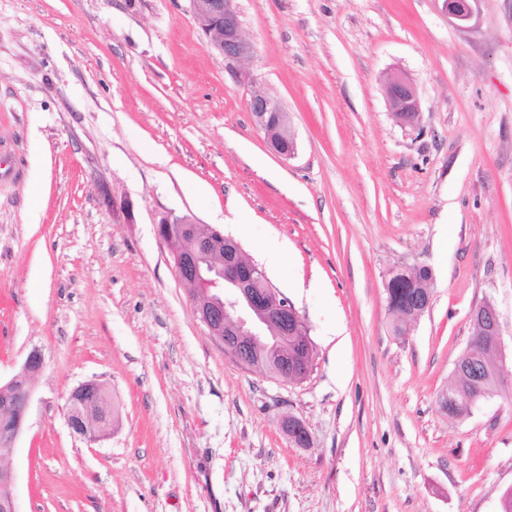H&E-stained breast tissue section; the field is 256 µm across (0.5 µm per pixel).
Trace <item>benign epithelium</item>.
<instances>
[{"label": "benign epithelium", "mask_w": 512, "mask_h": 512, "mask_svg": "<svg viewBox=\"0 0 512 512\" xmlns=\"http://www.w3.org/2000/svg\"><path fill=\"white\" fill-rule=\"evenodd\" d=\"M195 21L201 32L224 57V69L240 84L253 82L241 64L254 55L237 7V0H190ZM442 11L463 26L473 18L477 0H441ZM391 112L402 123L413 126L419 120V102L414 84L405 76L391 73L384 79ZM249 112L267 135L270 146L280 156L290 158L296 141L288 127V113L275 99L253 90ZM186 225L187 244L172 252L175 273L184 284H194L195 312L212 338L239 363L262 370L283 384L301 382L297 356L288 354V339L303 329L305 322L293 304L272 284L265 270L243 260L241 245L220 230L198 224L188 218L166 219L157 233L167 240L169 223ZM481 318L488 326L503 359L500 316L493 304L481 305L471 312V320ZM44 366L42 353L34 349L21 369L5 384H0V412L13 418L7 431H0V456L15 451L30 399L32 381ZM115 412L104 387L89 381L72 390L68 398L67 424L72 433L90 442L108 436ZM288 435L301 445L310 438L304 422L288 420ZM13 472L0 467V512H18Z\"/></svg>", "instance_id": "1"}]
</instances>
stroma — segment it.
<instances>
[{
	"label": "stroma",
	"instance_id": "35a3bbf8",
	"mask_svg": "<svg viewBox=\"0 0 512 512\" xmlns=\"http://www.w3.org/2000/svg\"><path fill=\"white\" fill-rule=\"evenodd\" d=\"M256 52L234 82L190 0H0V381L44 368L16 451L20 512H500L512 489V0L459 26L440 0H238ZM415 85L417 125L384 77ZM287 111L270 147L252 89ZM39 186L36 213L28 192ZM223 231L314 344L307 380L239 364L198 319L157 235ZM432 301L404 335L392 271ZM500 313L497 392L437 399ZM102 384L109 438L67 398ZM310 433L295 445L286 417ZM384 88L391 112L402 123L414 126L419 120V102L414 84L398 73L388 74ZM249 112L267 135L270 146L280 156L291 158L296 152V141L288 127V113L275 99L259 90H253ZM93 413L96 416L94 422ZM114 419L112 402L101 384L85 382L70 393L67 424L73 434L90 442L99 440L111 433Z\"/></svg>",
	"mask_w": 512,
	"mask_h": 512
}]
</instances>
